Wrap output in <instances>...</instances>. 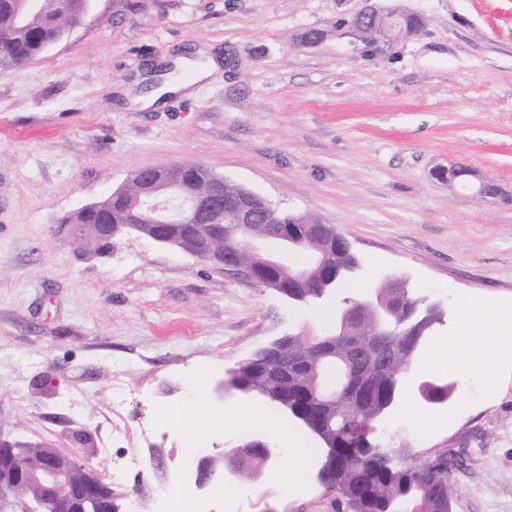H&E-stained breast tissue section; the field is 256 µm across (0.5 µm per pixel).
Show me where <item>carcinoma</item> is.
Returning a JSON list of instances; mask_svg holds the SVG:
<instances>
[{"instance_id":"carcinoma-1","label":"carcinoma","mask_w":512,"mask_h":512,"mask_svg":"<svg viewBox=\"0 0 512 512\" xmlns=\"http://www.w3.org/2000/svg\"><path fill=\"white\" fill-rule=\"evenodd\" d=\"M86 6L87 0H44L42 10L30 11L26 0H0V69L24 65L40 54L50 38L86 12ZM125 217V201L108 198L96 210L77 212L64 223L123 224ZM359 266L356 256L336 257L331 265L336 287H342L350 270ZM384 302L392 306L387 334L382 336L384 350L348 358V381L332 409L341 422L357 424L358 435L349 443L338 438L336 447L317 446L309 453L319 458L320 482L345 500L350 512H449V476L455 461L437 471L433 462L415 463L374 438L376 423L397 400L429 331L443 323L444 312L432 306L417 313L416 318L426 321L429 330L416 334L408 317L409 307L420 303L413 291L388 289ZM316 346V337L299 332L288 343L285 360L300 357L307 362L292 365L279 379L258 370L248 358L236 369L237 381L261 393L301 425L314 411L309 365ZM265 463V454L256 453L235 467L246 478L264 470Z\"/></svg>"}]
</instances>
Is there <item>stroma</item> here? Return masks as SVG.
<instances>
[{"mask_svg":"<svg viewBox=\"0 0 512 512\" xmlns=\"http://www.w3.org/2000/svg\"><path fill=\"white\" fill-rule=\"evenodd\" d=\"M416 36L372 45L350 20L364 0H89L87 22L0 71V435L46 441L92 465L116 512H163L179 486L199 512H338L312 458H282L267 501L238 482L195 485L189 448L255 436L219 424L241 399L219 385L272 340L324 327L385 277L447 307L421 354L454 382L447 403L412 393L378 425L415 462L446 452L451 512H512V352L491 390L451 366L445 338L478 343L485 302L512 334V0H400ZM179 57L218 60L194 97L129 106ZM205 166L352 244L359 275L318 305L149 239L90 254L61 222L164 162ZM494 179L495 198L436 169ZM204 376L200 436L166 412ZM300 471L305 492L276 474Z\"/></svg>","mask_w":512,"mask_h":512,"instance_id":"35a3bbf8","label":"stroma"}]
</instances>
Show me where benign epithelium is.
I'll return each instance as SVG.
<instances>
[{
	"label": "benign epithelium",
	"instance_id": "obj_1",
	"mask_svg": "<svg viewBox=\"0 0 512 512\" xmlns=\"http://www.w3.org/2000/svg\"><path fill=\"white\" fill-rule=\"evenodd\" d=\"M367 5L353 18L352 27L365 39L389 44L397 34L384 25L387 17H400L407 11L399 6L381 9L366 0ZM440 180L466 182L472 171L464 166L451 165L435 171ZM137 182L141 186L138 197L128 200L129 219L124 224H69V234L76 240L90 239L96 244H108L116 235L133 231L141 237L175 247L200 260L214 263L256 284L281 285L277 271L292 265L298 245L306 240L323 239L328 252L314 251L304 263L295 267L288 287L299 288L314 277L320 269L340 253H353L350 242L331 225L319 219L291 214L288 226L276 225L269 229L254 221L258 212L272 210L260 195L238 187L233 198L224 196L222 176L194 164L171 162L133 171L125 184L112 191V197L125 196L126 185ZM304 225V235L294 232L293 225ZM232 230H227V227ZM231 232L232 238L254 257L250 263H237L226 249L214 248V243ZM364 313L373 310L383 320L378 289L361 296ZM292 335L282 336L255 354L258 364L266 372L277 371L282 353L288 348ZM38 463L22 470L14 465L24 455L26 445L0 437V512H112L116 494L111 485L103 482L76 456L61 451L47 442L33 444ZM224 455L203 454L195 462L196 485L208 486L213 480L225 477ZM22 483L33 484L38 494L32 499L10 496L6 490Z\"/></svg>",
	"mask_w": 512,
	"mask_h": 512
}]
</instances>
